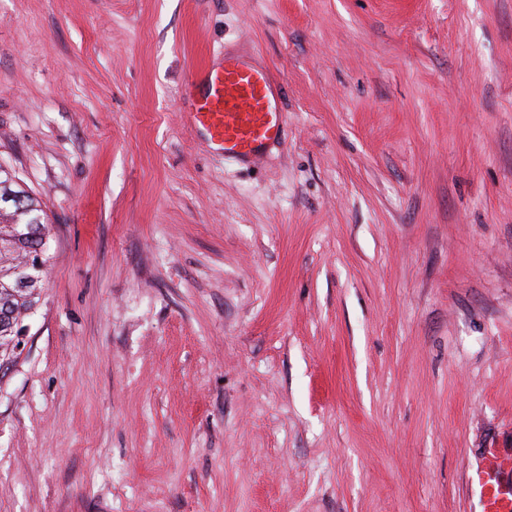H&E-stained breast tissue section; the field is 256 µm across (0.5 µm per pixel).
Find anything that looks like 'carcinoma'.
Masks as SVG:
<instances>
[{
  "instance_id": "obj_1",
  "label": "carcinoma",
  "mask_w": 512,
  "mask_h": 512,
  "mask_svg": "<svg viewBox=\"0 0 512 512\" xmlns=\"http://www.w3.org/2000/svg\"><path fill=\"white\" fill-rule=\"evenodd\" d=\"M49 229L40 200L21 188L11 176H0V288L15 270L26 264L30 254L40 251L48 264ZM43 280L32 283L17 294L0 291V313L14 320H24L40 301ZM14 335L0 328V372L6 373L14 359Z\"/></svg>"
}]
</instances>
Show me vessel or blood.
I'll return each mask as SVG.
<instances>
[{
	"label": "vessel or blood",
	"mask_w": 512,
	"mask_h": 512,
	"mask_svg": "<svg viewBox=\"0 0 512 512\" xmlns=\"http://www.w3.org/2000/svg\"><path fill=\"white\" fill-rule=\"evenodd\" d=\"M193 85L190 117L225 157L254 162L269 144L281 141L285 118L271 101L266 68L228 56L223 66L196 73Z\"/></svg>",
	"instance_id": "1"
}]
</instances>
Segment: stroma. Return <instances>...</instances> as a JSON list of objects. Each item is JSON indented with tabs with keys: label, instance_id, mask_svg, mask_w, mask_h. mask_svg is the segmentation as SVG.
<instances>
[{
	"label": "stroma",
	"instance_id": "35a3bbf8",
	"mask_svg": "<svg viewBox=\"0 0 512 512\" xmlns=\"http://www.w3.org/2000/svg\"><path fill=\"white\" fill-rule=\"evenodd\" d=\"M285 141L184 110L217 49ZM51 262L0 512H478L512 447V0H0ZM188 98L194 123L205 128L225 157L256 162L271 143L281 141L285 118L272 103L267 69L224 53L221 67L196 73ZM475 464L471 491L482 512H512V448H486Z\"/></svg>",
	"mask_w": 512,
	"mask_h": 512
}]
</instances>
